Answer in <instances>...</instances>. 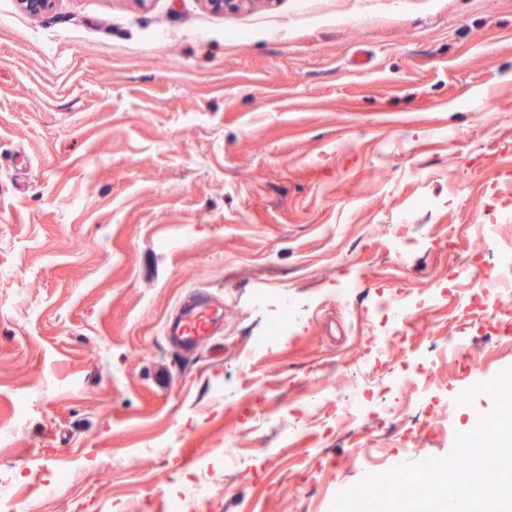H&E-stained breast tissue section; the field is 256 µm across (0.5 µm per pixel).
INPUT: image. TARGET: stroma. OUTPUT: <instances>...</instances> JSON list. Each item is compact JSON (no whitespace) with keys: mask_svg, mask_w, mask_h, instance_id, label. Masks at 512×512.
I'll use <instances>...</instances> for the list:
<instances>
[{"mask_svg":"<svg viewBox=\"0 0 512 512\" xmlns=\"http://www.w3.org/2000/svg\"><path fill=\"white\" fill-rule=\"evenodd\" d=\"M497 115L486 126L481 115ZM430 226L388 261L394 218ZM512 253V0H0V478L15 512H331L401 457L447 455L512 367L476 293ZM439 288L377 356L380 285ZM222 300L220 345L183 358V295ZM299 326L255 341L286 298ZM453 343H446V335ZM434 361L385 419L309 389ZM165 381H158V374ZM238 455L224 456V431ZM203 454L180 465L177 451Z\"/></svg>","mask_w":512,"mask_h":512,"instance_id":"stroma-1","label":"stroma"}]
</instances>
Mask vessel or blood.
<instances>
[{"label":"vessel or blood","mask_w":512,"mask_h":512,"mask_svg":"<svg viewBox=\"0 0 512 512\" xmlns=\"http://www.w3.org/2000/svg\"><path fill=\"white\" fill-rule=\"evenodd\" d=\"M223 311L216 308L208 290H191L182 300L178 313L164 326L168 343L178 352L190 355L204 340L218 335Z\"/></svg>","instance_id":"b4317fda"}]
</instances>
